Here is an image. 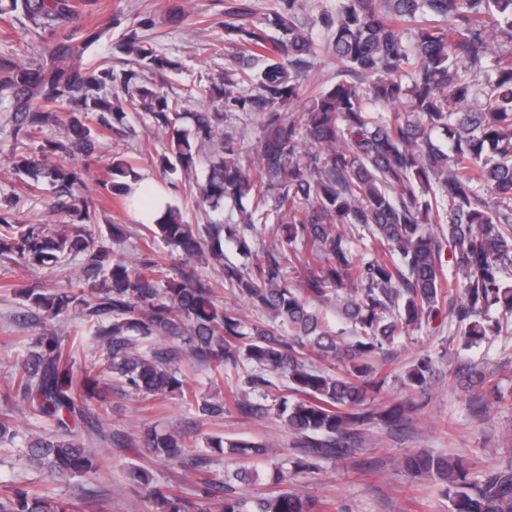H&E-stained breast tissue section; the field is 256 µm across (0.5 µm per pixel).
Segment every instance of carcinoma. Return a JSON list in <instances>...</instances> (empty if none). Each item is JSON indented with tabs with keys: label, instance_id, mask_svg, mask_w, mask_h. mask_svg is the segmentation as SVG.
Here are the masks:
<instances>
[{
	"label": "carcinoma",
	"instance_id": "carcinoma-1",
	"mask_svg": "<svg viewBox=\"0 0 512 512\" xmlns=\"http://www.w3.org/2000/svg\"><path fill=\"white\" fill-rule=\"evenodd\" d=\"M315 22L332 35L334 82L311 75L315 43L305 33L309 0H276L266 22L278 36L248 26L244 4L226 13L224 31L244 36L238 52L240 77L227 74L189 91V97L224 103L191 113L193 132L178 128L182 104L154 88L147 75L173 68L133 30L115 46L135 68L114 71L104 60L95 68L76 62L74 20L90 0H0V16L19 14L34 38L52 41L37 60L0 52V112L12 127V170L40 189L49 184L60 224H24L0 211V257L27 270L54 267L80 257L83 281L48 290L30 287L22 296L43 323L73 314L74 335L88 332L104 355V371L143 400L174 395L203 417L220 418L232 406L246 419L272 415L301 438L297 470L311 458L351 451L356 427L373 420L398 425L400 404L366 409L379 393L371 360L386 343L408 336L448 312V327L464 344L491 332L512 339V53L498 38H512V0H338ZM247 83L255 93L244 94ZM305 111L293 112L301 97ZM129 107L169 138L160 155L166 172H188L202 163L199 202L213 211L224 203L254 202L242 224L185 223L166 207L150 225V243L182 256L184 268L166 273L167 255L148 251L129 258L112 249L124 235L112 225L110 241L96 235V208L82 194L84 174L57 161L60 155H93ZM226 112H252L262 135L256 160L241 162L233 138L220 132ZM60 125L59 139H46L39 153L27 140ZM448 135V151L432 136ZM136 178L124 162L112 164L104 188L127 194ZM259 224H280L285 234L265 248L255 242ZM233 244L241 265L224 263V288L259 313L252 322L236 306L218 301L213 284L196 262L224 256ZM305 246L302 252L293 244ZM452 262L442 264L443 247ZM335 302L350 327L349 341L330 327L321 308ZM314 354L326 369L307 362ZM188 357L214 368V395L198 396L181 374ZM229 366L233 373L224 372ZM340 371H335V367ZM431 361L419 360L410 384L422 386ZM288 383L290 400L275 396ZM103 383L95 369L74 382L70 356L55 331L43 330L23 358L11 365L7 385L21 411L53 423L55 433L21 443L26 460L60 480L97 478V449L71 429L88 421V402ZM17 438L8 413L0 414V444ZM140 446L207 473L210 449L228 446L246 459L270 448L219 437L197 448L177 431L145 429ZM415 476L443 483L451 512H512V462L483 476L468 477L459 462L427 455L404 459ZM133 475L148 492L155 512H209L180 491L152 484L142 468ZM258 473L245 467L224 480L200 486L219 512H319L323 503L284 489L290 474L276 471L283 488L248 501L232 482L249 484ZM0 512H74L73 504L24 488L0 495Z\"/></svg>",
	"mask_w": 512,
	"mask_h": 512
}]
</instances>
